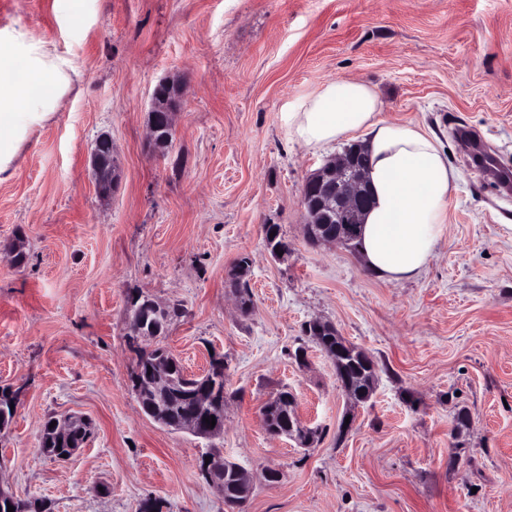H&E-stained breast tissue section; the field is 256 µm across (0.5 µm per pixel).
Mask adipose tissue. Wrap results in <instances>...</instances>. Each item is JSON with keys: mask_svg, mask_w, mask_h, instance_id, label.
Listing matches in <instances>:
<instances>
[{"mask_svg": "<svg viewBox=\"0 0 512 512\" xmlns=\"http://www.w3.org/2000/svg\"><path fill=\"white\" fill-rule=\"evenodd\" d=\"M79 76L73 60L26 28L0 29V182L15 175L21 147L54 116ZM380 106L370 85L337 79L287 105L284 119L290 137L311 148L363 136L373 205L359 250L378 277L399 282L419 275L432 258L458 176L434 134L381 119Z\"/></svg>", "mask_w": 512, "mask_h": 512, "instance_id": "adipose-tissue-1", "label": "adipose tissue"}]
</instances>
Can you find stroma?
Listing matches in <instances>:
<instances>
[{
  "label": "stroma",
  "mask_w": 512,
  "mask_h": 512,
  "mask_svg": "<svg viewBox=\"0 0 512 512\" xmlns=\"http://www.w3.org/2000/svg\"><path fill=\"white\" fill-rule=\"evenodd\" d=\"M17 25L82 81L0 183V386L20 398L1 481L49 512H140L149 499L230 512L200 470L216 452L282 473L256 481L244 512H512V187L499 178L512 172V0H84L77 25L63 0H0V28ZM335 79L373 86L381 118L420 123L458 171L445 232L412 279L384 281L359 252L303 236V185L344 147L292 141L282 112ZM164 80L186 87L165 157L148 131ZM103 134L119 160L107 202L91 170ZM268 224L287 259L269 255ZM243 255L247 314L229 284ZM140 292L185 309L164 344L188 373L223 357L220 435L142 412L126 341ZM315 319L374 360L368 403L350 408L303 331ZM282 390L322 429L311 447L266 432L261 408ZM461 408L471 424L457 436ZM70 413L92 438L44 455V422Z\"/></svg>",
  "instance_id": "stroma-1"
}]
</instances>
